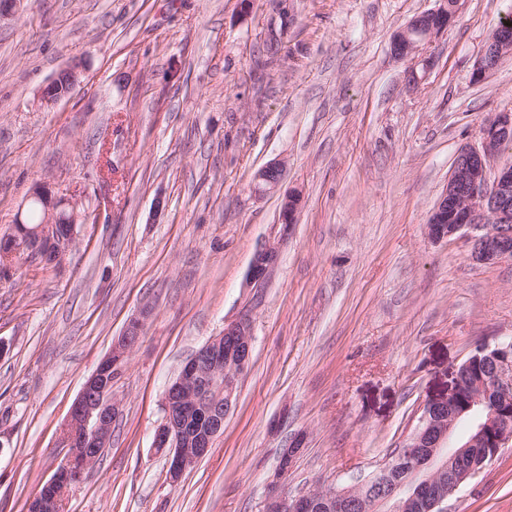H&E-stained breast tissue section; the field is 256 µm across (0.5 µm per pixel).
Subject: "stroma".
<instances>
[{
  "instance_id": "35a3bbf8",
  "label": "stroma",
  "mask_w": 512,
  "mask_h": 512,
  "mask_svg": "<svg viewBox=\"0 0 512 512\" xmlns=\"http://www.w3.org/2000/svg\"><path fill=\"white\" fill-rule=\"evenodd\" d=\"M437 5L22 0L0 21V236L42 184L98 212L61 261L21 257L0 277V512H26L67 457L72 401L143 307L112 444L62 512H261L294 442L289 491L352 485L476 347L512 340V258L479 264L466 237L426 234L459 150L512 112V55L472 77L512 0H460L431 45L395 57L393 36ZM74 63L72 92L40 105ZM278 161V190L255 194ZM266 244L278 261L248 283ZM242 316L236 407L171 484L153 448L164 391ZM446 508L512 512V444ZM284 165L281 162L271 163L262 168L254 177L253 189L261 195L276 191L283 179Z\"/></svg>"
}]
</instances>
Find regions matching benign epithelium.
Returning a JSON list of instances; mask_svg holds the SVG:
<instances>
[{
	"label": "benign epithelium",
	"instance_id": "7a95c632",
	"mask_svg": "<svg viewBox=\"0 0 512 512\" xmlns=\"http://www.w3.org/2000/svg\"><path fill=\"white\" fill-rule=\"evenodd\" d=\"M458 3L439 0L437 8L412 19L399 31L405 48L395 51L400 59L413 58L423 46L430 44L445 29L432 19L446 16L453 20ZM512 53V27L498 28L486 43L475 79L493 70L500 59ZM77 81L76 68L61 70L37 92L42 105H53L69 94ZM512 140V112H500L482 128L477 147L461 149L455 159L448 184L427 221L428 237L440 242L460 234L467 236L471 259L494 263L512 257V163L500 166L489 175L490 163L500 146ZM284 175V165L271 163L254 177L253 189L261 195L278 189ZM31 199L43 206V219L36 227L24 225L5 238L3 249L13 253L19 249L42 248L61 259L69 253L78 236L77 228L88 223L83 204L74 200H54L45 187L35 188ZM300 196L285 197L280 220L288 227L295 222ZM278 251L268 245L256 252L247 273L251 283L263 280L277 262ZM143 321H132L95 371L86 379L73 401L62 427V439L70 453L51 478L30 498L27 512H61L66 489L84 474L85 468L109 447L112 441V421L120 413V402L112 397V377L121 372L140 340ZM493 361L491 388L473 396L465 411L477 409L474 433L470 440L458 446L454 442L459 411L447 427L433 428L432 418L440 414L447 400L457 390L460 375L452 373L448 395L424 404L414 431L408 438L406 457L413 476L419 478L421 490L431 493L436 476L455 462L462 467L460 482L481 471L512 443V411L501 408L491 397L497 390H512V342L481 350ZM252 357V327L247 318L224 326V331L210 338L180 369L165 391L162 405L163 423L155 434L153 448L167 458L168 479L178 483L184 473L204 458L215 439L224 432V419L236 404L240 378ZM301 449H282L279 464L272 476L271 492L264 501L263 512H323L336 506L346 512H375L390 507L399 512L404 506L401 488L384 490L369 503L349 497L346 488L331 486L322 501L308 494L292 495L285 491L295 461Z\"/></svg>",
	"mask_w": 512,
	"mask_h": 512
}]
</instances>
